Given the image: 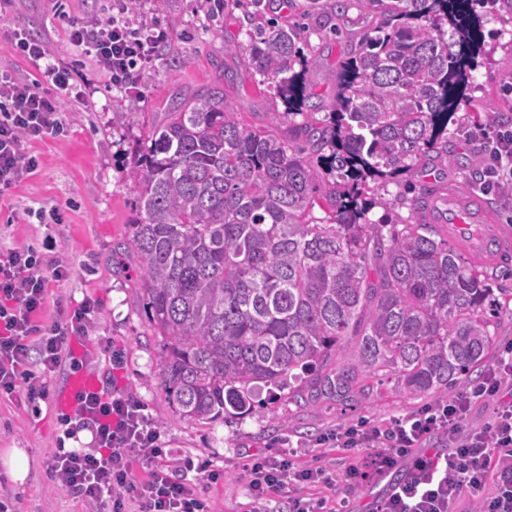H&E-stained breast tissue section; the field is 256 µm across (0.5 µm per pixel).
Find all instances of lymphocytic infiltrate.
Segmentation results:
<instances>
[{
    "mask_svg": "<svg viewBox=\"0 0 512 512\" xmlns=\"http://www.w3.org/2000/svg\"><path fill=\"white\" fill-rule=\"evenodd\" d=\"M70 43L90 56L113 89L127 96L140 95L137 74L150 64L168 38L166 29L142 20L131 22L117 15L94 23L73 22ZM12 50L31 62L38 78L27 79L0 68V192L20 183L39 167L37 156L22 152L26 140L61 134L65 120L60 103L74 90L70 70L53 60L44 41L17 31ZM490 162L484 185L493 189L512 181V131L482 133ZM71 275L68 266L45 262L34 247L0 249V397L15 396L26 385L25 399L36 406L49 402L37 372L51 373L62 365L79 369L70 337L83 335L97 308L87 303L62 320L46 326L35 318L47 300L49 281ZM512 344L504 346L481 381L447 401L383 424L360 421L322 435L320 444L343 451L370 449L366 466L349 465L348 486L363 484L370 474H384L401 460H409L407 478L396 484L379 512H456L461 497L476 499L480 512H512ZM498 399L493 421L462 433L473 404ZM64 434H92L91 448L56 449L47 463L63 488L91 502L96 512H209L207 499L196 480L223 479L205 459L185 458L170 467L169 449L148 408L126 393L116 381L79 394L74 414L63 416ZM444 442L447 453L428 451L432 441ZM146 462L144 478L131 472L134 457ZM247 491L253 504L263 506L271 493L288 491V512H339L334 498L317 494V487H332L334 480L321 466H294L289 452L271 448L253 456L246 468ZM493 493H486L487 484Z\"/></svg>",
    "mask_w": 512,
    "mask_h": 512,
    "instance_id": "1",
    "label": "lymphocytic infiltrate"
}]
</instances>
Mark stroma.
<instances>
[{
    "label": "stroma",
    "mask_w": 512,
    "mask_h": 512,
    "mask_svg": "<svg viewBox=\"0 0 512 512\" xmlns=\"http://www.w3.org/2000/svg\"><path fill=\"white\" fill-rule=\"evenodd\" d=\"M212 3L167 0L160 11L154 0H138L128 10L129 18L154 17L171 32L152 65L139 75L144 91L139 98L112 90L90 58L68 40V21L107 20L113 0H11L0 9V65L36 77L32 64L9 52L8 34L20 29L45 41L53 58L71 69L74 84L83 92L80 100L62 105L66 133L24 142V150L37 154L40 166L0 198V244L39 246L48 237L55 241L52 257L68 263L73 274L68 280L49 283L44 320L59 318L82 300L97 301L100 314L82 339L87 372L105 381L111 366L100 345L109 342L122 348L121 384L147 404L173 459L201 457L223 469V480L199 484L214 512H250L244 467L254 453L291 440L299 445L295 464L320 463L341 477L350 464L363 461V454L351 456L317 445V438L360 420L382 423L404 416L424 400L399 395L365 374L360 377V391L348 399L339 401L310 387L302 399L294 401L283 391L272 408L258 407L249 415L227 420L184 418L167 399L159 375L160 337L143 310L138 260L113 253L117 244L126 241L136 218L137 185L127 176L132 151L173 97L209 85H223L229 104L253 129L271 127L274 113L284 109L272 89L253 75L243 55L224 50L225 45L245 40L240 32L241 11L216 13ZM483 13L490 52L477 60L469 106L461 108L448 127L450 162L445 166L431 162L424 170L402 175L399 184L417 190L432 176L452 179L478 194L483 191L487 149L475 136L478 125L473 115L478 111L494 115L487 131L512 128V24L489 2ZM371 19L354 2L337 19V32L311 35L304 44L305 54L316 61L305 82L319 100L332 99L337 64ZM118 112L131 113V121L114 123ZM399 184L389 185L390 194H397ZM50 207L59 208L61 223L48 224L39 218V209ZM57 414L52 404L34 415L21 396L0 400V450L16 446L31 454V476L24 487L14 486L0 469V499L11 501L17 512H92L91 505L55 484L48 472V459L63 435ZM403 474L399 468L352 490L339 480L336 496L345 499L346 512H375L386 490Z\"/></svg>",
    "instance_id": "1"
}]
</instances>
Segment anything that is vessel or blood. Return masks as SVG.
<instances>
[{
	"mask_svg": "<svg viewBox=\"0 0 512 512\" xmlns=\"http://www.w3.org/2000/svg\"><path fill=\"white\" fill-rule=\"evenodd\" d=\"M424 212L428 222L447 225L449 241L471 262L479 265L512 262V229L498 223L480 195L452 183L439 185L425 196ZM96 386L97 381L91 375H70L57 404L70 408L77 392Z\"/></svg>",
	"mask_w": 512,
	"mask_h": 512,
	"instance_id": "obj_1",
	"label": "vessel or blood"
}]
</instances>
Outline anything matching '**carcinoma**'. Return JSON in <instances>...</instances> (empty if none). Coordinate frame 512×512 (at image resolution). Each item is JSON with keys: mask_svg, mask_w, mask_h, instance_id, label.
<instances>
[{"mask_svg": "<svg viewBox=\"0 0 512 512\" xmlns=\"http://www.w3.org/2000/svg\"><path fill=\"white\" fill-rule=\"evenodd\" d=\"M486 1L512 19V0H359L374 21L344 54L325 106L304 86L314 64L298 46L305 27L262 24L264 0H231L248 25V66L275 84L287 135L241 124L220 88L171 102L135 154L139 216L118 249L139 258L161 384L181 415L241 417L310 385L343 398L360 372L439 401L478 373L506 311L489 267L448 244V225L426 221L428 187L384 192L431 155L448 162V124L484 49L475 6ZM311 2L323 23L349 0ZM406 204V218L369 217ZM350 337L355 358L325 372Z\"/></svg>", "mask_w": 512, "mask_h": 512, "instance_id": "1", "label": "carcinoma"}]
</instances>
